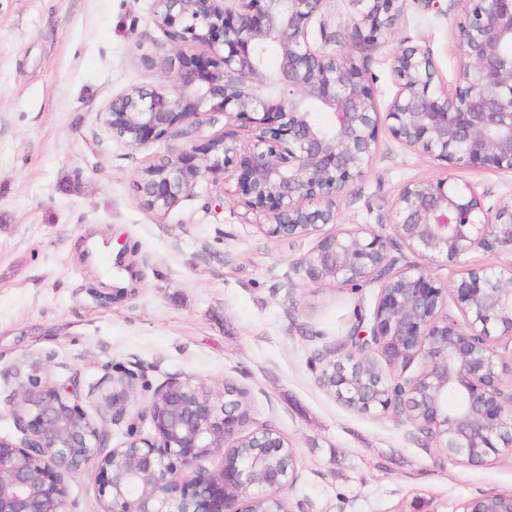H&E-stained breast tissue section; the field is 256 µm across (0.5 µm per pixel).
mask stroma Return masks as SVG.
I'll return each mask as SVG.
<instances>
[{
	"instance_id": "stroma-1",
	"label": "stroma",
	"mask_w": 512,
	"mask_h": 512,
	"mask_svg": "<svg viewBox=\"0 0 512 512\" xmlns=\"http://www.w3.org/2000/svg\"><path fill=\"white\" fill-rule=\"evenodd\" d=\"M153 0H0V436L17 439L9 401L32 366L52 382L79 374L96 415L113 374H137L131 412L168 379L212 393L243 391L254 421L295 448L298 479L287 491L305 512H461L468 500L512 492V451L477 466L448 461L404 418L363 414L320 387L326 350L371 320L378 290L319 288L303 261L314 238L278 240L243 223L223 179L205 177L166 214L137 201V181L161 156L239 123L133 149L104 123L110 100L135 86H162L156 60L171 44L152 21ZM460 0H408L367 60L379 108L397 88L387 55L398 44L430 50L455 87L453 21ZM368 170L338 202V220L391 240L387 215L409 180L445 169L404 148L387 128ZM119 237L135 253L137 282L111 252L79 254ZM132 285L102 305L94 287Z\"/></svg>"
}]
</instances>
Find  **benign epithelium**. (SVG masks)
I'll return each mask as SVG.
<instances>
[{"instance_id":"obj_1","label":"benign epithelium","mask_w":512,"mask_h":512,"mask_svg":"<svg viewBox=\"0 0 512 512\" xmlns=\"http://www.w3.org/2000/svg\"><path fill=\"white\" fill-rule=\"evenodd\" d=\"M326 0H154L153 22L171 42L159 66L170 89L137 86L112 99L105 123L131 148L157 143L184 126L222 116L253 131L211 138L142 171L137 200L165 214L193 193L207 174L232 181L226 191L280 240L316 237L304 261L318 287L375 283L372 324L355 330L346 352L330 350L319 385L360 412L405 417L448 459L483 462L512 447V388L502 386L508 364L497 342H512V260L466 264L442 284L427 264L458 265L479 250L512 253V197L485 206L484 195L452 174L407 182L393 199L388 223L399 244L416 257L397 265L385 237L365 225L338 222L337 201L370 167L379 150L378 129L408 150L446 169L477 167L512 174V0H459V57L454 93L442 85L429 50L397 46L388 54L397 92L378 108L363 51L395 26L407 0H349L343 37L325 42ZM275 51L278 65L266 68ZM335 226L328 234L323 227ZM117 268L137 279L128 251L117 241ZM453 301L461 315L445 308ZM379 352L394 363L418 355L422 370L392 380L370 377L361 366ZM135 374L112 377L95 419L81 406L79 377L49 384L35 366L10 401L20 437H0V512H72L69 481L94 482L104 512H253L243 490L253 488L269 507L296 512L284 495L297 467L268 461L291 444L267 425L254 426L242 394H212L174 378L157 389L137 415L126 440L108 447L106 415L126 417ZM462 408H448V390ZM213 448L224 449L220 473L184 470ZM463 512H512V493L491 492Z\"/></svg>"}]
</instances>
